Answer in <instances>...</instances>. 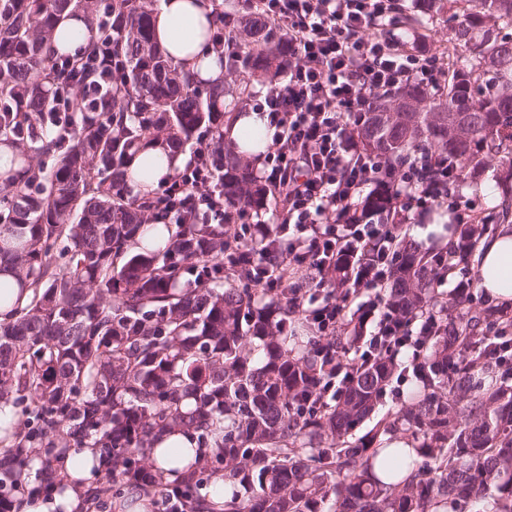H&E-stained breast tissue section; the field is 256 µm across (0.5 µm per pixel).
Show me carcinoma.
Instances as JSON below:
<instances>
[{
	"mask_svg": "<svg viewBox=\"0 0 512 512\" xmlns=\"http://www.w3.org/2000/svg\"><path fill=\"white\" fill-rule=\"evenodd\" d=\"M0 18V97L19 96L18 118L0 114V265L30 290L26 305L0 323V402L26 420L4 429L0 512L35 479L64 490L57 458L98 448L109 459L85 501L120 497L136 485L165 512H512V384L485 386L480 369L495 350L482 335V308L434 288L433 261L401 244L383 304L408 323L436 318L438 332L399 389L400 408L377 414L397 374L394 355L358 366L335 397L323 349L292 335L296 303L310 289L280 293L255 272L224 271V225L158 224V195L131 197L127 169L146 148L180 156L206 133L224 201L257 205L249 160L224 144V117L243 106L252 74L286 73L288 44L259 17L240 22L245 39L220 59L230 82H204L155 41V0H109L112 55L120 71L101 112L80 116L74 143L59 147L47 130L20 141L15 120L39 125L54 85L52 36L80 14L97 29L99 0H8ZM451 41L469 51L447 88L409 86L376 96L364 113V146L393 166L418 151L446 152L462 175L483 156L512 166V0H464ZM235 14L215 5L206 36ZM459 124L448 126V114ZM71 250L52 265V243ZM352 318L330 338L343 358L365 339ZM191 434L195 455L166 451L163 438ZM400 434L411 455L383 445ZM224 479V500L210 486Z\"/></svg>",
	"mask_w": 512,
	"mask_h": 512,
	"instance_id": "carcinoma-1",
	"label": "carcinoma"
}]
</instances>
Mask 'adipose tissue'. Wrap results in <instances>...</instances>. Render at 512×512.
<instances>
[{"label":"adipose tissue","instance_id":"obj_1","mask_svg":"<svg viewBox=\"0 0 512 512\" xmlns=\"http://www.w3.org/2000/svg\"><path fill=\"white\" fill-rule=\"evenodd\" d=\"M209 10L206 0H160L155 12V33L175 61L186 63L200 78L219 83L224 79V71L201 32ZM247 128L260 132L259 143L243 145L241 133ZM224 136L231 144L244 146L250 159L259 161L271 144L272 133L267 129L265 115L252 111L245 115L228 114ZM471 264L485 296L503 309H512V224H503L496 234L482 238L472 254ZM99 455L96 448L70 449L58 461L69 478L66 494H21L14 498L11 512H77L86 486L97 476L93 462Z\"/></svg>","mask_w":512,"mask_h":512}]
</instances>
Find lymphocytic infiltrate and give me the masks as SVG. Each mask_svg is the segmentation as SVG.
<instances>
[{"label": "lymphocytic infiltrate", "instance_id": "1", "mask_svg": "<svg viewBox=\"0 0 512 512\" xmlns=\"http://www.w3.org/2000/svg\"><path fill=\"white\" fill-rule=\"evenodd\" d=\"M268 17L288 42V80L267 88L256 110L267 113L273 130L266 156L263 186L284 198L280 224L266 229L250 209L230 206L206 163L208 144L190 152L183 168L161 189L160 210L166 223L192 217L199 224L230 225L224 267L240 269L257 254H275L288 244L286 264L267 269L263 287L284 291L309 282L317 294L301 306L305 320L327 336L351 314L373 323L372 338L356 356L366 360L388 343L396 352L418 349V336L428 335L430 322L418 331L398 329L382 305L379 290L395 267L396 231L412 211L428 213L448 206L457 224L482 225L472 206H459L453 195L459 176L447 158L419 152L399 168L389 188L386 218L359 215L355 201L365 188L378 186L387 163L367 151L357 133L362 112L373 95L392 94L405 82L435 90L448 80L443 54L407 45L382 31L386 18L399 9L397 0H245ZM100 38L93 47L54 58L53 65L80 85L82 105L74 107L67 88L55 90L54 107L39 126L20 125L19 139L41 130L70 141L78 111H100L112 86L104 77L112 52V15L98 19ZM379 243L370 266L356 261L364 241Z\"/></svg>", "mask_w": 512, "mask_h": 512}]
</instances>
